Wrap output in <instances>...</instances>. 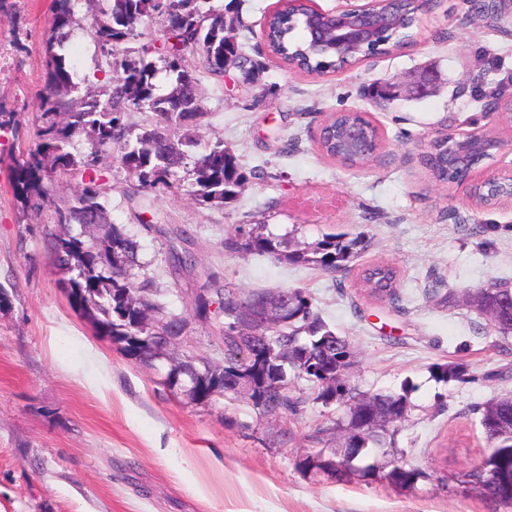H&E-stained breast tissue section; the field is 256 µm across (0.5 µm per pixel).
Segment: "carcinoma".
Segmentation results:
<instances>
[{
  "mask_svg": "<svg viewBox=\"0 0 512 512\" xmlns=\"http://www.w3.org/2000/svg\"><path fill=\"white\" fill-rule=\"evenodd\" d=\"M103 18L96 21L89 35L100 53L114 56L118 47L134 44L137 57L124 56L113 61V74L95 96H82L72 80V67L58 49L74 33L75 6L78 0H54L48 20L44 46L43 85L38 91V125L33 141L11 169L14 196L24 208L49 212L55 229L46 233L52 265L68 276V300L71 307L87 320L100 336L109 334L112 343L123 352L137 349L142 336H172L184 319L163 311L155 281L138 278L143 269L139 244L126 235L113 249L108 235L85 237L74 233L75 224L83 228L99 225L104 217L101 200L112 192L97 167L103 156L116 153V160L135 178L138 189L168 192L186 188L198 202L222 207L238 193L246 175L236 157L221 140L201 145L194 123L201 117L202 105L198 79L185 66V54L197 51L209 73L224 74V62L239 68L244 79L253 74L250 60L235 42L224 38V11L210 0H103ZM399 23L394 41L411 37L416 24L409 0L398 5ZM157 15L164 20V44L158 59L155 47L143 43V19ZM304 7L275 12L267 21L265 36L269 49L284 61L308 70L340 69L345 61L312 47L305 37L294 39L291 33L304 29ZM171 78V89L159 92L155 78L160 71ZM132 112H149L148 128L135 132L129 122ZM85 137V151L72 152L75 141ZM193 158L186 176L176 168ZM457 166L443 142L429 152L427 168L441 182ZM62 173L78 181L76 195L58 196L49 185L53 173ZM258 224L245 233L237 230L224 240V250L235 254H265L292 265L311 266L333 274L349 270L367 244L364 236L350 238L345 233L325 234L318 242L302 248L292 247L294 236L276 237L263 232ZM196 266L195 255L187 250L170 251L169 272L174 277ZM363 292L377 300L398 298V272L390 263H376L364 269L359 278ZM283 298L294 320L283 324L248 321L238 313L241 304L259 308L266 302ZM468 303L486 315L497 311L495 331L503 337L512 334V289L482 288L469 295ZM194 316L201 321L217 320L218 339L224 348V364L187 355L198 374L196 382H226L237 376L256 387L252 395L257 407L273 415L295 410L302 397L291 392L293 379L303 378L318 388L315 400L326 405L337 402L355 409L329 421L317 430L320 439L334 442L336 465L321 460L302 462L314 470L341 480L380 477L406 490L415 489L422 472L399 458L382 466L376 462L358 467L353 461L373 445L396 448L399 423L392 414L407 417L404 395H365L350 386L355 352L346 337L337 334L313 310L312 297L304 288H286L241 297L229 284L201 288L193 299ZM467 364L450 361L439 368L446 381L460 379ZM487 444L480 464L460 474L456 480L485 497L512 506V396L493 400L481 409L479 419Z\"/></svg>",
  "mask_w": 512,
  "mask_h": 512,
  "instance_id": "1",
  "label": "carcinoma"
}]
</instances>
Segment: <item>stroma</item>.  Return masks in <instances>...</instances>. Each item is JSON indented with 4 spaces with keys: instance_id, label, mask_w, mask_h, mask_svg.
Listing matches in <instances>:
<instances>
[{
    "instance_id": "stroma-1",
    "label": "stroma",
    "mask_w": 512,
    "mask_h": 512,
    "mask_svg": "<svg viewBox=\"0 0 512 512\" xmlns=\"http://www.w3.org/2000/svg\"><path fill=\"white\" fill-rule=\"evenodd\" d=\"M235 22L254 83L238 69L215 76L199 54L185 64L198 78L204 108L201 143L224 141L244 171L263 170L214 208L186 193H159L146 208L128 203L135 181L113 157L99 170L112 191L107 223L139 245L144 271L167 311L188 325L174 351L220 364L212 322L193 316L192 294L218 273L241 295L303 288L326 322L346 336L357 363L350 383L366 393L406 395L396 435L404 460L424 473L415 490L376 480L338 482L302 470L313 432L342 415L314 400L305 380L293 390L297 412L263 414L252 400L215 395L196 405L154 372L97 336L70 307L45 249V216L22 212L9 167L32 139L36 92L53 0L0 5V512H512L452 474L479 463L485 440L473 409L512 396V337L465 306L466 291L512 288V206L475 209L463 187L433 179L423 163L438 138L481 131L504 147L477 165L488 175L512 164V124L490 111L493 94L512 97V5L492 21L475 18L470 0H432L407 45L322 76L288 69L263 31L279 0H212ZM98 0H83L81 25L65 45L73 80L96 94L112 66L88 29ZM436 73L438 90L380 108L363 94L380 78ZM365 112L381 132L378 157L349 167L325 157L317 131L333 112ZM265 223L299 240L325 233L366 234L369 246L336 275L258 255L231 254L236 227ZM184 228L197 266L173 280L169 232ZM387 261L400 272L399 299L375 303L360 271ZM463 360L466 380L446 383L438 366Z\"/></svg>"
}]
</instances>
